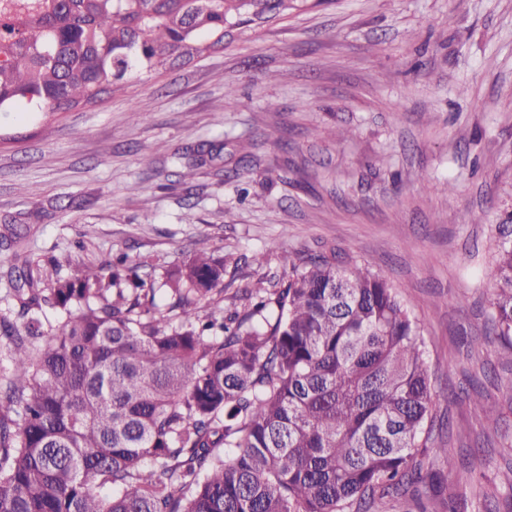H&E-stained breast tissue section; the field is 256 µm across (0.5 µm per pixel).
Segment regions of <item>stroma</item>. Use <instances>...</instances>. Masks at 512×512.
Here are the masks:
<instances>
[{
    "label": "stroma",
    "instance_id": "stroma-1",
    "mask_svg": "<svg viewBox=\"0 0 512 512\" xmlns=\"http://www.w3.org/2000/svg\"><path fill=\"white\" fill-rule=\"evenodd\" d=\"M1 133L0 226L21 238L0 246V312L18 250L172 267L205 248L230 294L293 258L351 255L424 324L433 433L455 449L424 475L447 482L481 449L462 497L512 512V363L457 341L484 333L492 229L512 211V0H321L134 69L96 104L2 111Z\"/></svg>",
    "mask_w": 512,
    "mask_h": 512
}]
</instances>
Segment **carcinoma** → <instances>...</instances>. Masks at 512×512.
I'll return each instance as SVG.
<instances>
[{
  "mask_svg": "<svg viewBox=\"0 0 512 512\" xmlns=\"http://www.w3.org/2000/svg\"><path fill=\"white\" fill-rule=\"evenodd\" d=\"M290 0H0V111L97 102ZM490 335L512 353V214L495 225ZM0 342V512H348L416 500L435 409L421 323L355 261L289 262L224 314V258L18 256ZM60 319L44 325L40 314Z\"/></svg>",
  "mask_w": 512,
  "mask_h": 512,
  "instance_id": "1",
  "label": "carcinoma"
}]
</instances>
